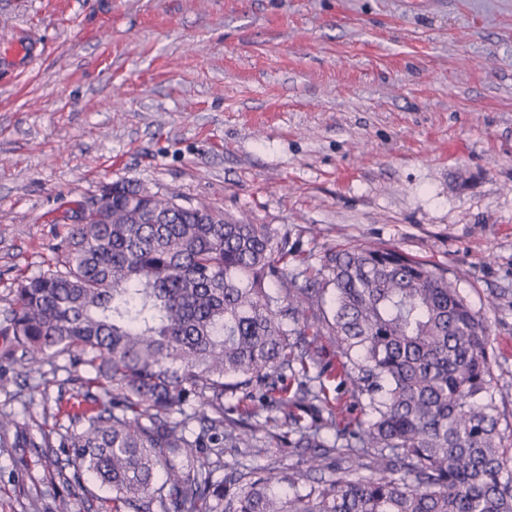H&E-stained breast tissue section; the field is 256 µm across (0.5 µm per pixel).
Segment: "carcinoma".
<instances>
[{
    "label": "carcinoma",
    "instance_id": "cac0c4a2",
    "mask_svg": "<svg viewBox=\"0 0 512 512\" xmlns=\"http://www.w3.org/2000/svg\"><path fill=\"white\" fill-rule=\"evenodd\" d=\"M63 221V258L17 283L3 356L53 351L87 374L91 414L58 447L112 488V512H512L489 328L446 269L346 245L298 288L288 236L142 183ZM284 425L306 468L224 461ZM317 345L320 350V361L322 365H326L328 373L331 374L329 378L328 375L323 377L325 385L327 387L328 397L332 401V403H336L337 393L342 391H336V386L339 382L338 374L341 370V359L336 353V347L334 344L328 339L327 336H322L318 339ZM337 375V376H336Z\"/></svg>",
    "mask_w": 512,
    "mask_h": 512
}]
</instances>
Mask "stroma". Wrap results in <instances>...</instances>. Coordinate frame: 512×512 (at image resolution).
<instances>
[{
  "mask_svg": "<svg viewBox=\"0 0 512 512\" xmlns=\"http://www.w3.org/2000/svg\"><path fill=\"white\" fill-rule=\"evenodd\" d=\"M129 180L298 244L397 247L490 326L512 423V0H0V321L57 218ZM0 413L70 425L81 369L5 359ZM60 448H0V512H101Z\"/></svg>",
  "mask_w": 512,
  "mask_h": 512,
  "instance_id": "stroma-1",
  "label": "stroma"
}]
</instances>
